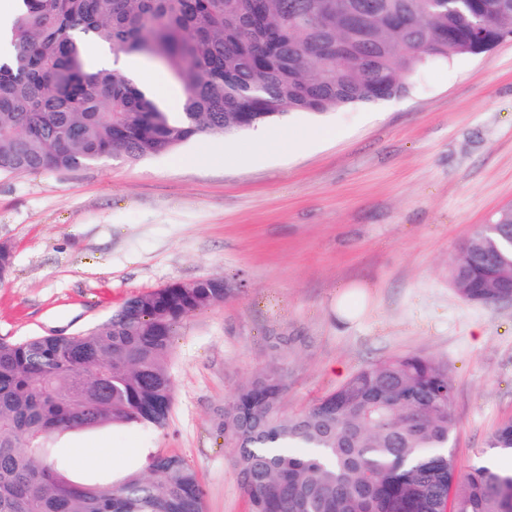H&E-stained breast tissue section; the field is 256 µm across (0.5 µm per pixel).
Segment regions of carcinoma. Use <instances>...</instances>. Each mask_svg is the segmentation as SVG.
Wrapping results in <instances>:
<instances>
[{"label":"carcinoma","mask_w":512,"mask_h":512,"mask_svg":"<svg viewBox=\"0 0 512 512\" xmlns=\"http://www.w3.org/2000/svg\"><path fill=\"white\" fill-rule=\"evenodd\" d=\"M22 0L0 62V173L71 170L168 153L293 112L401 97L425 66L491 52L512 0ZM165 67L185 99L176 122L119 69L95 70L83 40ZM469 302L512 278V208L452 259ZM224 280L171 282L72 336L0 342V512H204L185 458L151 453L115 480L66 475L46 435L114 423L167 426L172 338L224 301ZM271 362L224 403V444L250 512H512V472H458L448 368L419 355L371 364L293 414ZM488 448L512 452V422Z\"/></svg>","instance_id":"carcinoma-1"}]
</instances>
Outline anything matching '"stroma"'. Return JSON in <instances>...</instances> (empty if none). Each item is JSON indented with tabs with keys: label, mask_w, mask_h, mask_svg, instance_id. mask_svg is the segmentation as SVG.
Wrapping results in <instances>:
<instances>
[{
	"label": "stroma",
	"mask_w": 512,
	"mask_h": 512,
	"mask_svg": "<svg viewBox=\"0 0 512 512\" xmlns=\"http://www.w3.org/2000/svg\"><path fill=\"white\" fill-rule=\"evenodd\" d=\"M328 125L336 138L295 146ZM253 135L211 134L171 153L53 173H0V340L69 336L171 281L220 278L223 303L177 327L165 429L53 434L72 474L112 473L132 449L196 468L206 512H250L224 446V402L280 357L286 413L362 368L417 354L455 384L460 471L512 421V301L461 299L448 259L512 204V38L425 67L402 97L290 114ZM274 336L288 337L275 355Z\"/></svg>",
	"instance_id": "stroma-1"
}]
</instances>
